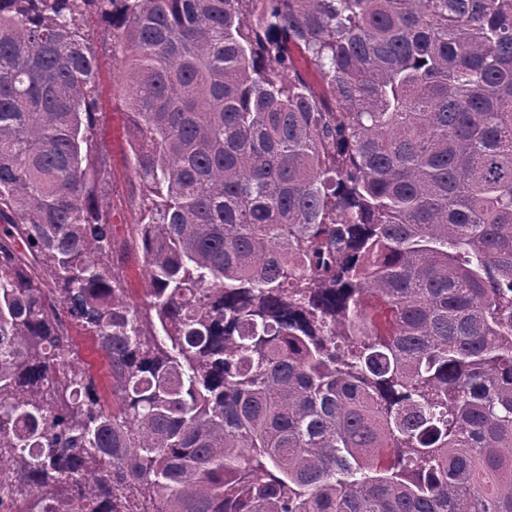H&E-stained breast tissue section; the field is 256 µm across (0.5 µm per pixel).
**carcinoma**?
Instances as JSON below:
<instances>
[{
	"label": "carcinoma",
	"instance_id": "carcinoma-1",
	"mask_svg": "<svg viewBox=\"0 0 512 512\" xmlns=\"http://www.w3.org/2000/svg\"><path fill=\"white\" fill-rule=\"evenodd\" d=\"M91 5L131 59L140 302ZM3 505L512 512V0H0ZM121 268L127 286L131 289L130 291L134 294L142 293L145 280L141 255L134 251H129L121 264ZM72 334L75 336V340L79 346L80 355L92 368L101 395L110 400L106 359L97 349L93 340L87 337L88 335L85 334V331L74 328Z\"/></svg>",
	"mask_w": 512,
	"mask_h": 512
}]
</instances>
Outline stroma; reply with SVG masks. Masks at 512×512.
I'll return each instance as SVG.
<instances>
[{"mask_svg": "<svg viewBox=\"0 0 512 512\" xmlns=\"http://www.w3.org/2000/svg\"><path fill=\"white\" fill-rule=\"evenodd\" d=\"M81 28L93 42L99 57L97 74V130L92 138L94 156L106 162L105 177L97 196L102 213L112 221L118 239H130L143 207L139 180L129 159L132 128L115 91L125 71L120 50L112 46V30L96 17L86 18Z\"/></svg>", "mask_w": 512, "mask_h": 512, "instance_id": "1", "label": "stroma"}]
</instances>
